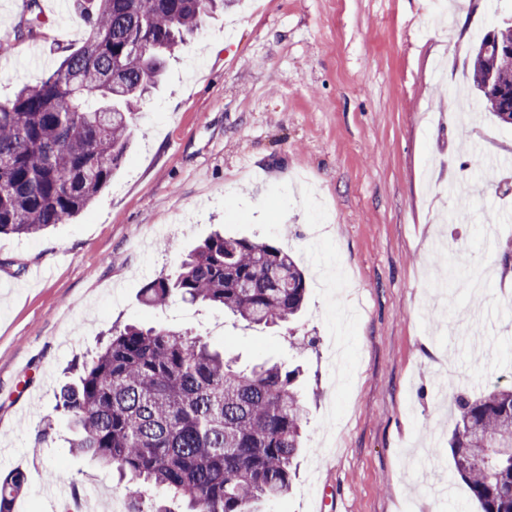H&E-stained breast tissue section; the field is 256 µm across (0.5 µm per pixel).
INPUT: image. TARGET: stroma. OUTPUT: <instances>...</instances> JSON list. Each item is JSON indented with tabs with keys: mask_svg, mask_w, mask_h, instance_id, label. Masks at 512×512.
Listing matches in <instances>:
<instances>
[{
	"mask_svg": "<svg viewBox=\"0 0 512 512\" xmlns=\"http://www.w3.org/2000/svg\"><path fill=\"white\" fill-rule=\"evenodd\" d=\"M512 0H244L207 19L133 118L125 163L76 219L0 236V473L23 471L16 512H61L64 483L109 508L116 476L71 453L56 395L72 360L127 323L207 337L240 365L299 359L304 437L292 488L255 512H479L454 470L452 394L512 386V127L471 86L473 49ZM87 28L44 23L0 56V99L34 85ZM273 242L307 299L280 327L222 307L145 306L216 230ZM459 240L448 288L435 245ZM313 338L295 357L292 337ZM52 425L51 439L38 434Z\"/></svg>",
	"mask_w": 512,
	"mask_h": 512,
	"instance_id": "1",
	"label": "stroma"
}]
</instances>
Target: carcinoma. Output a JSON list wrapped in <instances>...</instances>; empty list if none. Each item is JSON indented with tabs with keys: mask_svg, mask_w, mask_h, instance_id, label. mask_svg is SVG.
Instances as JSON below:
<instances>
[{
	"mask_svg": "<svg viewBox=\"0 0 512 512\" xmlns=\"http://www.w3.org/2000/svg\"><path fill=\"white\" fill-rule=\"evenodd\" d=\"M234 0H77L88 37L63 49L57 69L0 102V234L35 236L64 224L95 199L125 161L131 119L167 59L204 21ZM148 50L131 47L133 36ZM471 79L484 108L508 124L512 69L499 94L484 90L479 51ZM148 306L174 299L213 303L253 324H280L303 307L306 281L280 247L215 233L187 254L173 277L141 290ZM57 408L73 426L69 451L127 478L130 512H253L291 484L301 437L298 371L263 362L240 368L202 336L126 325L72 366ZM449 448L480 512H512V388L456 394ZM25 476L0 477V512Z\"/></svg>",
	"mask_w": 512,
	"mask_h": 512,
	"instance_id": "carcinoma-1",
	"label": "carcinoma"
}]
</instances>
